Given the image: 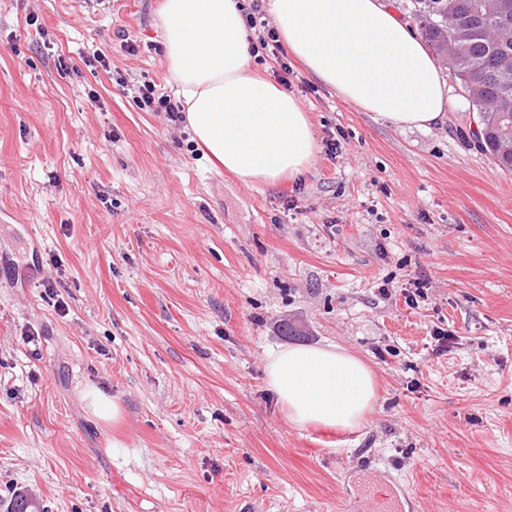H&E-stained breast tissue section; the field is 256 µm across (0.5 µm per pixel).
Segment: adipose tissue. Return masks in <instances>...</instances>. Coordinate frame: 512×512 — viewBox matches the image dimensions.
I'll return each mask as SVG.
<instances>
[{
	"mask_svg": "<svg viewBox=\"0 0 512 512\" xmlns=\"http://www.w3.org/2000/svg\"><path fill=\"white\" fill-rule=\"evenodd\" d=\"M243 0H163V61L184 119L211 162L252 183L304 173L316 145L298 99L249 70ZM281 40L346 102L397 126L442 120L448 90L418 34L383 0H269ZM266 387L299 429L361 428L377 401L372 371L333 347L271 352Z\"/></svg>",
	"mask_w": 512,
	"mask_h": 512,
	"instance_id": "ef3b65f1",
	"label": "adipose tissue"
}]
</instances>
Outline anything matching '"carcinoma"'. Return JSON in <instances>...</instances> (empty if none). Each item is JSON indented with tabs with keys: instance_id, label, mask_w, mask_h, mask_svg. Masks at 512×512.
I'll return each mask as SVG.
<instances>
[{
	"instance_id": "1",
	"label": "carcinoma",
	"mask_w": 512,
	"mask_h": 512,
	"mask_svg": "<svg viewBox=\"0 0 512 512\" xmlns=\"http://www.w3.org/2000/svg\"><path fill=\"white\" fill-rule=\"evenodd\" d=\"M478 2L417 0L415 16L422 37L436 55L457 38V25L471 26L469 40L456 52L448 70L462 88L473 81L482 82L481 97L469 101V111L477 114V148L501 170L512 172V154L502 152L499 143L502 113L494 109L498 101L512 100V34L504 37L497 21L481 19Z\"/></svg>"
}]
</instances>
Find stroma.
<instances>
[{
    "mask_svg": "<svg viewBox=\"0 0 512 512\" xmlns=\"http://www.w3.org/2000/svg\"><path fill=\"white\" fill-rule=\"evenodd\" d=\"M161 4L0 0V512H512V173L459 84L408 128L293 61L313 163L246 183L135 98ZM287 345L370 367L352 439L287 421ZM87 400L89 408L97 416L105 417L112 414V420L120 416V406L95 388L89 389Z\"/></svg>",
    "mask_w": 512,
    "mask_h": 512,
    "instance_id": "stroma-1",
    "label": "stroma"
}]
</instances>
